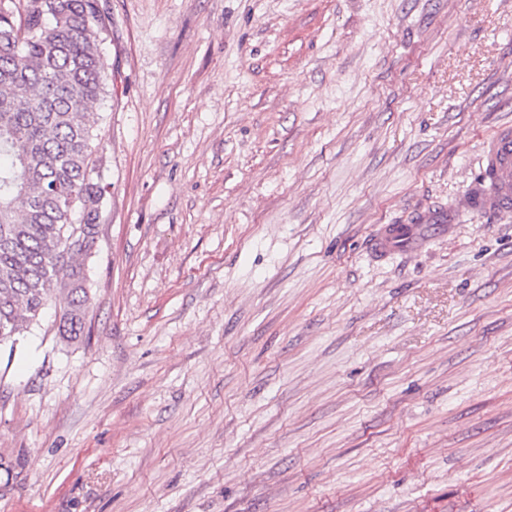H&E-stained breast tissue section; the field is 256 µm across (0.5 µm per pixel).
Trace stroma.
<instances>
[{
    "label": "stroma",
    "instance_id": "stroma-1",
    "mask_svg": "<svg viewBox=\"0 0 512 512\" xmlns=\"http://www.w3.org/2000/svg\"><path fill=\"white\" fill-rule=\"evenodd\" d=\"M104 4L91 305L0 347V512H512V210L463 204L512 0ZM417 229L413 224H386L374 239L373 250L378 254H387L396 248V244L404 243L413 246Z\"/></svg>",
    "mask_w": 512,
    "mask_h": 512
}]
</instances>
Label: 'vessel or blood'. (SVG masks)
Here are the masks:
<instances>
[{"instance_id":"1","label":"vessel or blood","mask_w":512,"mask_h":512,"mask_svg":"<svg viewBox=\"0 0 512 512\" xmlns=\"http://www.w3.org/2000/svg\"><path fill=\"white\" fill-rule=\"evenodd\" d=\"M483 161L495 186L492 192L484 195L468 194V207L474 211L512 208V129H501L488 138ZM416 232V227L410 224L385 225L374 239L373 249L376 253L387 254L394 251L397 244L412 245Z\"/></svg>"}]
</instances>
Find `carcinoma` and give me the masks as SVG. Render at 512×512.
Masks as SVG:
<instances>
[{"instance_id":"cac0c4a2","label":"carcinoma","mask_w":512,"mask_h":512,"mask_svg":"<svg viewBox=\"0 0 512 512\" xmlns=\"http://www.w3.org/2000/svg\"><path fill=\"white\" fill-rule=\"evenodd\" d=\"M99 0H0V345L38 323L81 338L91 254L108 193L93 107L106 94Z\"/></svg>"}]
</instances>
